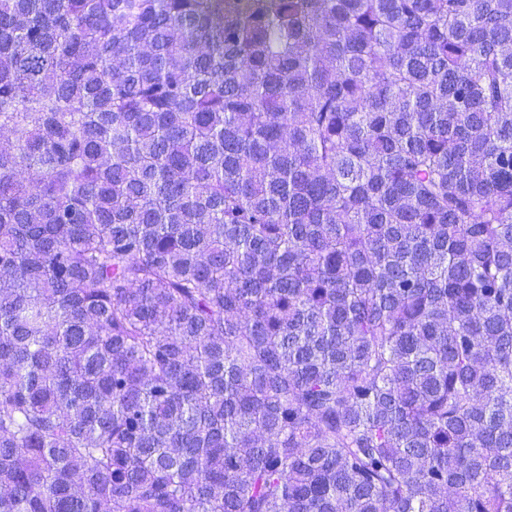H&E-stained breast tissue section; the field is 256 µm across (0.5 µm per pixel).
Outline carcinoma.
Instances as JSON below:
<instances>
[{
  "label": "carcinoma",
  "instance_id": "obj_1",
  "mask_svg": "<svg viewBox=\"0 0 512 512\" xmlns=\"http://www.w3.org/2000/svg\"><path fill=\"white\" fill-rule=\"evenodd\" d=\"M0 512H512V0H0Z\"/></svg>",
  "mask_w": 512,
  "mask_h": 512
}]
</instances>
